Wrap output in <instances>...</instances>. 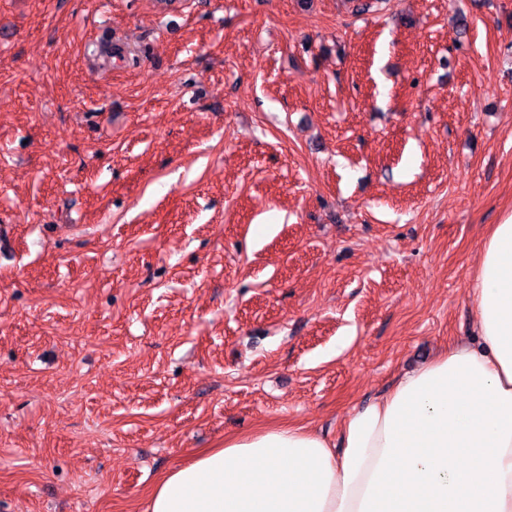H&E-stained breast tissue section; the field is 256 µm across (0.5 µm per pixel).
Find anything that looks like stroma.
<instances>
[{"label":"stroma","mask_w":512,"mask_h":512,"mask_svg":"<svg viewBox=\"0 0 512 512\" xmlns=\"http://www.w3.org/2000/svg\"><path fill=\"white\" fill-rule=\"evenodd\" d=\"M512 0H0V512H146L474 330Z\"/></svg>","instance_id":"stroma-1"}]
</instances>
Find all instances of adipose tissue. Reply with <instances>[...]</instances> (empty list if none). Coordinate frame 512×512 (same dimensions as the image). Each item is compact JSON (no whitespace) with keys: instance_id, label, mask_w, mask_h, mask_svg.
Returning a JSON list of instances; mask_svg holds the SVG:
<instances>
[{"instance_id":"1","label":"adipose tissue","mask_w":512,"mask_h":512,"mask_svg":"<svg viewBox=\"0 0 512 512\" xmlns=\"http://www.w3.org/2000/svg\"><path fill=\"white\" fill-rule=\"evenodd\" d=\"M473 340L345 421L225 438L155 486L147 512H512V217L492 225Z\"/></svg>"}]
</instances>
